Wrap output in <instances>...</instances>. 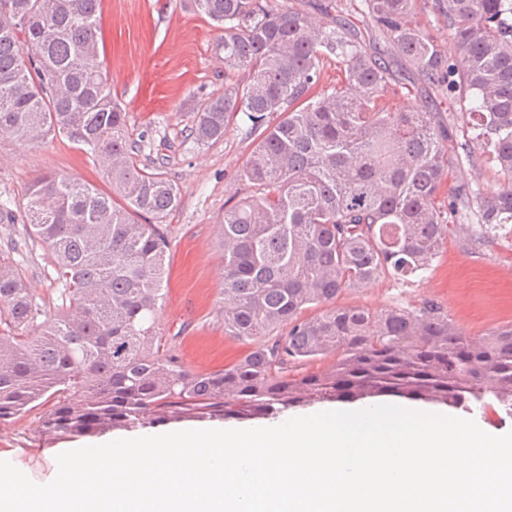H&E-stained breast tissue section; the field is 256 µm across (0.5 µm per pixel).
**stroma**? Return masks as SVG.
Here are the masks:
<instances>
[{"instance_id":"1","label":"stroma","mask_w":512,"mask_h":512,"mask_svg":"<svg viewBox=\"0 0 512 512\" xmlns=\"http://www.w3.org/2000/svg\"><path fill=\"white\" fill-rule=\"evenodd\" d=\"M101 62L113 97L127 114L131 139L139 141L141 163L163 162L179 186L181 201L165 219L170 229V275L157 327L171 339L180 360L197 372L223 369L246 354L251 342L224 333L218 315L224 258L217 225L225 207L250 195L242 175L253 148L244 123L230 125L223 139L201 146L188 136L201 101L224 93V65L214 52L221 28L193 10L190 0H101ZM391 104L407 110L445 112L452 132L450 183H466L484 194L503 184L490 156H459L457 144L470 136L459 103L399 93ZM47 173L68 174L109 190L87 147L66 133L30 148L0 138V197L13 202V222H0V260L26 279L43 316L60 311L63 283L46 248L25 238L23 205L31 184ZM512 235L480 242L452 223L431 268L406 280L386 274L362 288L344 290L340 306L381 311L417 309L434 303L456 328L481 336L512 325ZM43 408L0 423V459L10 461L35 483L54 477V458L63 448L84 446L81 438L50 437Z\"/></svg>"}]
</instances>
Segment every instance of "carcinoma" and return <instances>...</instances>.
<instances>
[{"label":"carcinoma","mask_w":512,"mask_h":512,"mask_svg":"<svg viewBox=\"0 0 512 512\" xmlns=\"http://www.w3.org/2000/svg\"><path fill=\"white\" fill-rule=\"evenodd\" d=\"M100 2L0 0V135L34 147L67 133L123 200L71 176L31 185L26 230L50 253L65 302L22 335L39 307L0 261V422L47 393L45 433L70 437L383 397L512 417V325L472 337L430 304L335 305L382 274L427 270L450 216L477 214V240L512 224V0H444L451 60L415 24L417 0H349L371 22L364 31L331 15L332 2L317 4L331 17L317 24L269 0H192L224 28V95L199 105L190 135L216 142L240 118L254 137L244 175L256 192L219 224L224 334L256 341L288 326L210 373L185 367L156 330L163 219L181 195L161 168L137 163L99 61ZM331 56L341 77L322 88ZM403 89L458 99L473 130L462 149H488L507 184L490 195L449 185L447 118L388 105ZM324 358V369L288 373Z\"/></svg>","instance_id":"carcinoma-1"}]
</instances>
